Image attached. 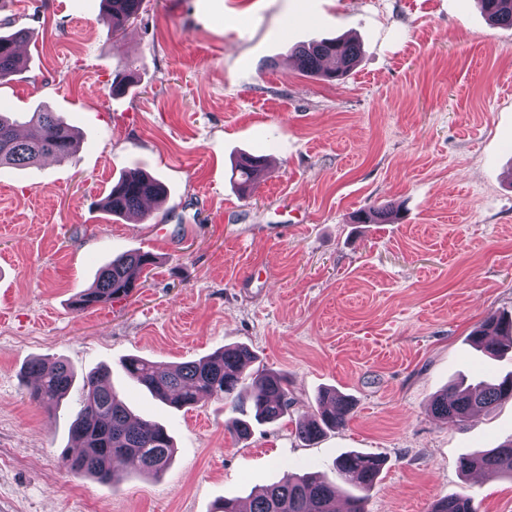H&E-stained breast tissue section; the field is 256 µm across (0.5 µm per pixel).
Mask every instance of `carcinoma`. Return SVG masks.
I'll use <instances>...</instances> for the list:
<instances>
[{
  "mask_svg": "<svg viewBox=\"0 0 512 512\" xmlns=\"http://www.w3.org/2000/svg\"><path fill=\"white\" fill-rule=\"evenodd\" d=\"M143 0H103L102 21L112 36L125 30L138 16ZM484 15L494 25L512 28V0H478ZM31 38V31L21 28L0 34V85L9 81L24 65L17 47ZM360 55L358 43L345 40H321L295 49L298 68L310 75L335 79L347 73ZM27 131L19 135L14 121L0 115V169L28 168L45 156L64 160L78 147L73 127L56 112L38 110L26 121ZM263 159L243 154L235 163L241 183L255 180ZM162 183L141 170L122 173L100 201L101 210L111 215H128L141 210L148 197L164 196ZM157 264L149 252L123 254L100 272L95 285L75 296L71 306L82 312L114 299L130 297L139 283L133 272ZM476 347L490 358H502L512 349V318L492 315L473 333ZM255 361L246 346L226 347L196 362L174 367L132 357L124 362L127 376L144 387L155 399L179 409L193 407L208 397L224 400L234 417L227 422L228 432L245 439L252 434L251 421L274 422L288 413L291 405L288 378L279 372L258 369L252 377L247 396L239 392L244 367ZM27 374L38 382L31 398L47 409L58 405L70 391L74 377L70 367L56 360H34ZM512 400V374L496 384L478 381L459 384L433 399L437 418L460 424L471 414ZM315 413L296 422L298 434L314 440L325 431L345 426L353 409L352 401L335 390L319 398ZM72 434L84 450L76 456L65 450L61 457L75 475L105 481L110 477L112 462L121 457L138 458L147 475L163 472L173 457L174 446L167 431L150 421L135 417L112 390L109 371L86 376L82 399L72 423ZM464 472L480 470L490 477L512 479V439L485 453L461 458ZM336 480L313 472L297 475L285 469L282 479L249 500V512H336V501L346 503L347 512H365L366 493L377 482L381 471L379 459L351 450L336 458L333 465ZM432 512H476L473 500L465 494L440 499Z\"/></svg>",
  "mask_w": 512,
  "mask_h": 512,
  "instance_id": "obj_1",
  "label": "carcinoma"
}]
</instances>
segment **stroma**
<instances>
[{
    "instance_id": "1",
    "label": "stroma",
    "mask_w": 512,
    "mask_h": 512,
    "mask_svg": "<svg viewBox=\"0 0 512 512\" xmlns=\"http://www.w3.org/2000/svg\"><path fill=\"white\" fill-rule=\"evenodd\" d=\"M27 28L25 69L0 111L62 113L72 157L0 173V512H213L279 481L329 471L343 452L385 460L367 512H431L451 494L512 512V480L459 459L512 438V401L444 422L430 404L458 376L495 381L473 329L512 312V28L476 0H143L120 38L101 0H0ZM345 36L362 55L339 81L303 75L295 46ZM126 68L133 80L113 94ZM243 154L266 164L248 189ZM167 188L138 215L99 203L122 172ZM386 204L396 217L358 224ZM149 251L126 299L77 312L112 258ZM245 345L287 374L292 404L235 440L218 399L169 408L121 369L169 366ZM110 368L113 390L164 425L158 476L115 463L114 481L70 473L59 454L81 389L58 410L24 369ZM352 397L347 424L307 443L295 422L321 390Z\"/></svg>"
}]
</instances>
